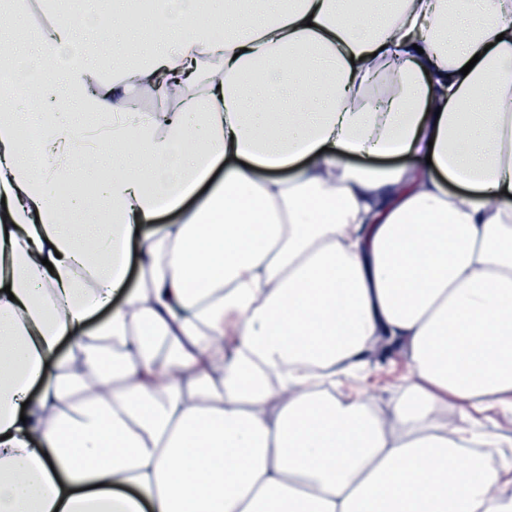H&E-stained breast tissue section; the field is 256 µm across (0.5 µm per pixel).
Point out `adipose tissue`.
<instances>
[{
    "mask_svg": "<svg viewBox=\"0 0 512 512\" xmlns=\"http://www.w3.org/2000/svg\"><path fill=\"white\" fill-rule=\"evenodd\" d=\"M144 2L176 30L146 62L67 20L60 69L0 55L100 118L0 90V512H512L448 422L512 410V0ZM164 80L177 110H132ZM384 155L419 164L347 163ZM379 336L408 368L383 414L328 391ZM111 168L109 164H104L97 171L87 172L82 171L74 173L70 180L64 185V190L75 196H83L86 194V190L90 187H95L97 182L103 178L100 176L103 170Z\"/></svg>",
    "mask_w": 512,
    "mask_h": 512,
    "instance_id": "ef3b65f1",
    "label": "adipose tissue"
}]
</instances>
